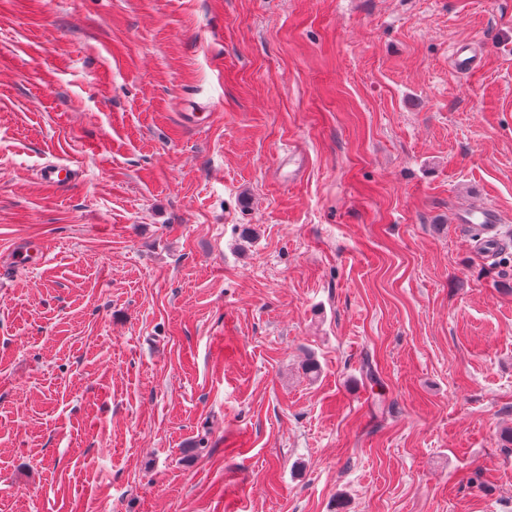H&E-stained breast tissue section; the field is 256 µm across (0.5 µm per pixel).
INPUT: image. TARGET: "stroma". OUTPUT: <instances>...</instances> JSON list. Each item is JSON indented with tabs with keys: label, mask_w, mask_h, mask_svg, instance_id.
<instances>
[{
	"label": "stroma",
	"mask_w": 512,
	"mask_h": 512,
	"mask_svg": "<svg viewBox=\"0 0 512 512\" xmlns=\"http://www.w3.org/2000/svg\"><path fill=\"white\" fill-rule=\"evenodd\" d=\"M0 512H512V0H0ZM482 55V43L471 42L458 45L452 53L454 66L461 72L474 73L481 67ZM77 170L70 166L49 164L42 168L41 182L57 190H63L73 184ZM479 227L482 238V245L486 255H492L505 244L499 233V215L489 207L477 210V216L471 215L464 219V224H475Z\"/></svg>",
	"instance_id": "obj_1"
}]
</instances>
